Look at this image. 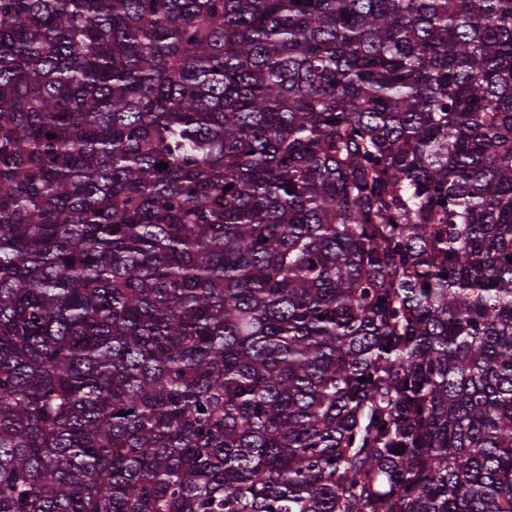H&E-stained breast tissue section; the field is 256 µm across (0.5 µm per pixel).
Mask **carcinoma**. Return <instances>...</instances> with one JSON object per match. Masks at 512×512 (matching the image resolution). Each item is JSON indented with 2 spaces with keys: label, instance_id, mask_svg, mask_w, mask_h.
Listing matches in <instances>:
<instances>
[{
  "label": "carcinoma",
  "instance_id": "1",
  "mask_svg": "<svg viewBox=\"0 0 512 512\" xmlns=\"http://www.w3.org/2000/svg\"><path fill=\"white\" fill-rule=\"evenodd\" d=\"M511 257L512 0H0V512H512Z\"/></svg>",
  "mask_w": 512,
  "mask_h": 512
}]
</instances>
